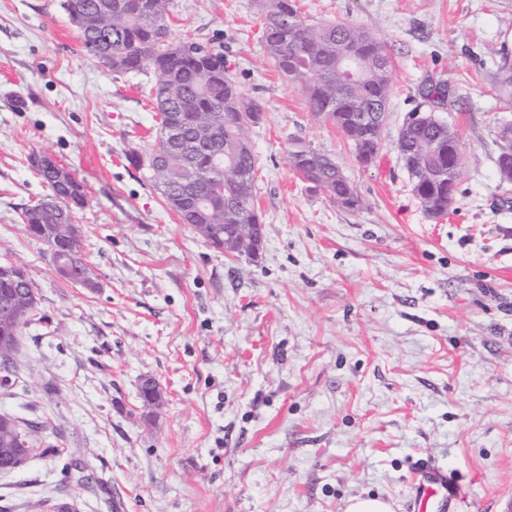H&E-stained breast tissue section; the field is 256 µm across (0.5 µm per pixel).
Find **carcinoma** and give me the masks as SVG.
<instances>
[{
    "label": "carcinoma",
    "instance_id": "carcinoma-1",
    "mask_svg": "<svg viewBox=\"0 0 512 512\" xmlns=\"http://www.w3.org/2000/svg\"><path fill=\"white\" fill-rule=\"evenodd\" d=\"M144 9L133 14L126 0H64L71 21L88 53L115 73L151 70L157 81L151 90L152 108L162 113L145 166L153 186L181 223L191 227L212 224L223 231L227 250L240 254L234 241L240 224H260L253 201L258 168L254 150L241 141L246 130L264 120L262 104L246 97L224 66V51L208 43L199 52L183 51L185 41L170 38L167 5L170 0H140ZM263 37L275 69L301 85L310 111L321 116L354 146L358 158L380 150L390 113L392 70L377 61L390 58L386 46L366 27L352 22L310 23L296 0H261ZM358 60L360 76L342 83L339 62ZM398 132L397 148L425 211L448 213V123L417 111ZM294 169L348 211L362 200L347 179L336 176L338 165L328 155L299 147L290 153ZM30 164L49 193L26 208L21 220L28 231L63 250L65 266L57 268L75 283L89 278L80 250L79 230L71 209L86 200L82 182L32 155ZM37 299L33 281L23 265L0 264V370L11 371L22 330L30 322ZM42 426L0 416V465L28 460L39 443Z\"/></svg>",
    "mask_w": 512,
    "mask_h": 512
}]
</instances>
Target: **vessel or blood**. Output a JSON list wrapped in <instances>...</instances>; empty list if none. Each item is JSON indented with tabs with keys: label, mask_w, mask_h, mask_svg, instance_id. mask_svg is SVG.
Returning a JSON list of instances; mask_svg holds the SVG:
<instances>
[{
	"label": "vessel or blood",
	"mask_w": 512,
	"mask_h": 512,
	"mask_svg": "<svg viewBox=\"0 0 512 512\" xmlns=\"http://www.w3.org/2000/svg\"><path fill=\"white\" fill-rule=\"evenodd\" d=\"M411 472L407 512H457L465 490L453 471L439 466L431 457L419 456Z\"/></svg>",
	"instance_id": "b4317fda"
}]
</instances>
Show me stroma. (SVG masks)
I'll return each instance as SVG.
<instances>
[{
  "label": "stroma",
  "instance_id": "stroma-1",
  "mask_svg": "<svg viewBox=\"0 0 512 512\" xmlns=\"http://www.w3.org/2000/svg\"><path fill=\"white\" fill-rule=\"evenodd\" d=\"M63 3L0 0V262L26 266L37 297L0 414L45 427L33 458L0 473V512H344L359 495L405 512L422 454L466 484L458 512H512V186L496 166L512 0H299L308 22L361 24L390 53L370 164L268 60L260 0H170L172 39L222 46L264 106L248 132L254 257L168 209L134 162L158 127L156 75L107 71ZM431 77L466 158L438 219L397 149ZM300 146L335 159L360 210L310 188L289 161ZM34 154L84 183L73 222L95 290L60 277L21 222L47 192ZM146 378L159 406L139 397ZM72 461L85 480L64 473Z\"/></svg>",
  "mask_w": 512,
  "mask_h": 512
}]
</instances>
